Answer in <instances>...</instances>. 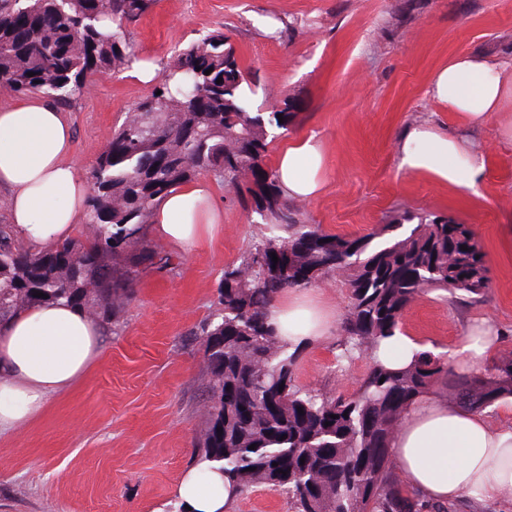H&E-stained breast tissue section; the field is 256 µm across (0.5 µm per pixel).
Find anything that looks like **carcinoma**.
<instances>
[{"mask_svg": "<svg viewBox=\"0 0 512 512\" xmlns=\"http://www.w3.org/2000/svg\"><path fill=\"white\" fill-rule=\"evenodd\" d=\"M155 3L0 0V91L71 107L90 76L140 61L128 28ZM257 94L223 30L178 50L97 158L85 239L24 247L11 225H0V322L31 306L65 302L106 327L118 323L146 270L174 269L173 256L149 236L154 210L181 185L212 175L233 190L256 232L224 266L218 307L201 327L208 405L198 462L218 464L238 498L257 487L283 495L288 512H457L455 504L406 488L392 438L429 391L476 410L512 397V351L479 372L456 371L446 354L424 349L392 369L375 352L426 295L485 300V254L470 225L407 209L357 237L305 219L265 163L269 144L288 131L299 105L260 112ZM331 279L348 299L336 368L369 360L351 395L297 384L302 346L269 319L282 294Z\"/></svg>", "mask_w": 512, "mask_h": 512, "instance_id": "cac0c4a2", "label": "carcinoma"}]
</instances>
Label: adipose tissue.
I'll list each match as a JSON object with an SVG mask.
<instances>
[{"label": "adipose tissue", "instance_id": "ef3b65f1", "mask_svg": "<svg viewBox=\"0 0 512 512\" xmlns=\"http://www.w3.org/2000/svg\"><path fill=\"white\" fill-rule=\"evenodd\" d=\"M427 94L448 107L458 125L439 132L418 123L400 137L399 166L452 189L479 194L487 154L466 131L500 113L499 135L512 140V58L483 53L452 56L435 71ZM74 133L65 113L33 94L0 106V187L8 191L15 233L29 245L71 237L86 216L88 181L72 163ZM280 185L297 202L319 196L325 156L318 137L292 140L278 157ZM224 216L212 201L207 181L185 184L154 211L150 229L168 246L188 252L212 244ZM283 335L305 345L329 333L331 310L303 292L280 296L271 309ZM100 324L67 303L30 307L0 324V431L37 417L48 395L81 379L100 355ZM498 335L469 327L453 346L455 369L494 358ZM496 415L458 406L435 393L407 411L391 445L404 482L439 502L466 498L492 501L512 494V398ZM189 512H231L233 496L223 473L208 464L183 471L174 488Z\"/></svg>", "mask_w": 512, "mask_h": 512}]
</instances>
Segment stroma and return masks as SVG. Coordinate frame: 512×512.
Returning <instances> with one entry per match:
<instances>
[{"mask_svg": "<svg viewBox=\"0 0 512 512\" xmlns=\"http://www.w3.org/2000/svg\"><path fill=\"white\" fill-rule=\"evenodd\" d=\"M217 28L244 76L265 89L258 106L300 104L266 164L275 166L289 138L314 133L323 144L325 191L300 206L310 222L359 236L406 208L473 228L490 272L486 300L425 296L406 310L402 330L446 352L469 325L485 324L498 331L501 350H512V255L501 231L512 220V142L498 137V114L470 135L491 159L481 195L401 171L396 155L410 124L444 132L454 122L427 95L440 63L475 51L512 56V0H157L129 40L158 64ZM149 90L128 71L90 77L68 111L83 176ZM210 185L224 210L220 237L180 255L174 270L145 274L116 329L104 330L88 375L51 394L35 422L0 432V512H166L200 452L199 326L252 231L234 192L216 179ZM335 343L331 335L304 350L299 384L356 390L368 362L337 375Z\"/></svg>", "mask_w": 512, "mask_h": 512, "instance_id": "35a3bbf8", "label": "stroma"}]
</instances>
